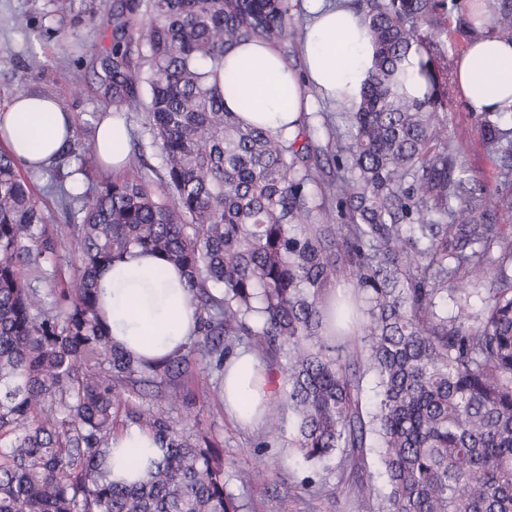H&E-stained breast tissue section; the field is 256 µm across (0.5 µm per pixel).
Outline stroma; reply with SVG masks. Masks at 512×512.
Returning <instances> with one entry per match:
<instances>
[{
    "mask_svg": "<svg viewBox=\"0 0 512 512\" xmlns=\"http://www.w3.org/2000/svg\"><path fill=\"white\" fill-rule=\"evenodd\" d=\"M96 21H60L51 0H0V107L23 93L54 97L72 112L76 131L93 135L104 112L116 111L112 91L100 59L112 43L114 0H87ZM68 30L59 37L57 28ZM38 68H29L30 58ZM69 67L70 83H58L57 72ZM451 140L475 179L496 186L498 171L478 140V120L468 112L457 88H450L442 116ZM184 400L172 411L174 419L190 418L224 452V487L246 504L248 512H366L356 493L355 475L331 460L316 472L299 457L286 453L287 439L256 447L264 430L263 419L245 421L229 415L214 377L198 373L186 380ZM262 477H254L255 466Z\"/></svg>",
    "mask_w": 512,
    "mask_h": 512,
    "instance_id": "1",
    "label": "stroma"
}]
</instances>
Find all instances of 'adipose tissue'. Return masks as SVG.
Wrapping results in <instances>:
<instances>
[{"label": "adipose tissue", "instance_id": "ef3b65f1", "mask_svg": "<svg viewBox=\"0 0 512 512\" xmlns=\"http://www.w3.org/2000/svg\"><path fill=\"white\" fill-rule=\"evenodd\" d=\"M309 12L302 41V71L287 68L268 44L253 41L232 51L224 62V105L245 123L271 131L293 123L309 111L312 96L346 112L354 111L374 66V48L362 15L350 0H306ZM478 22L484 36L470 42L455 59V80L469 112L512 117V43L490 34L491 0H480ZM262 95L259 108L242 104L244 91ZM75 136L73 116L55 98L23 94L0 109V141L26 165L50 166ZM96 139L99 160L119 168L126 161L130 129L124 120H101ZM101 306L112 338L146 360L175 353L193 337L198 311L184 278L157 255L132 252L103 270ZM273 391L259 360L239 352L224 377L225 410L252 419L267 407ZM159 454L140 429L128 428L112 442L111 478L132 481L143 476Z\"/></svg>", "mask_w": 512, "mask_h": 512}]
</instances>
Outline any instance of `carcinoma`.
Instances as JSON below:
<instances>
[{
  "label": "carcinoma",
  "instance_id": "cac0c4a2",
  "mask_svg": "<svg viewBox=\"0 0 512 512\" xmlns=\"http://www.w3.org/2000/svg\"><path fill=\"white\" fill-rule=\"evenodd\" d=\"M352 4L375 64L325 145L328 113L273 133L224 108L211 81L253 40L291 66L294 0H115L102 66L112 98L144 113L160 167L82 190L65 178L88 176L93 138L41 172L0 150V512H242L223 452L170 414L196 360L221 378L240 345L280 368L289 452L359 471L379 448L389 492L373 506L371 481L356 483L371 512H512V234L498 225L512 217V127L480 119L504 177L492 189L448 140V71L430 51L451 16L469 40L482 31L461 0ZM490 31L512 42V0H494ZM411 57L420 97L404 89ZM37 177L70 223L46 224ZM66 240L77 264L60 279ZM134 250L180 269L198 310L196 339L160 363L117 347L99 303L97 273ZM339 279L366 297L354 344L340 342L349 308L326 297ZM143 389L151 401L132 404ZM131 426L162 456L147 479L113 481L112 439Z\"/></svg>",
  "mask_w": 512,
  "mask_h": 512
}]
</instances>
